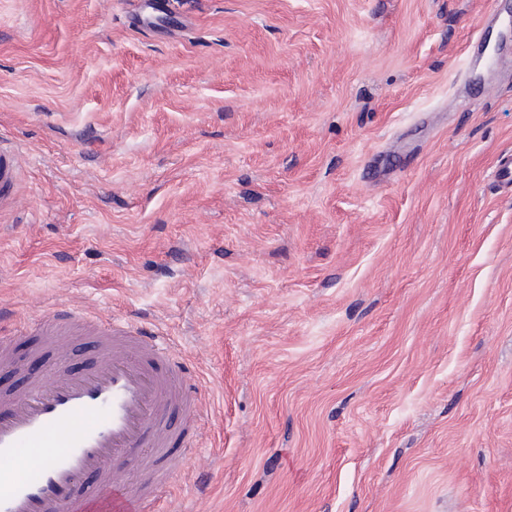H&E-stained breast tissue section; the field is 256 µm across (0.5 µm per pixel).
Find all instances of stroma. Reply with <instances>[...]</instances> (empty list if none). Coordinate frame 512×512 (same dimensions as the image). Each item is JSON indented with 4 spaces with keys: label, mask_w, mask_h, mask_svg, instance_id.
<instances>
[{
    "label": "stroma",
    "mask_w": 512,
    "mask_h": 512,
    "mask_svg": "<svg viewBox=\"0 0 512 512\" xmlns=\"http://www.w3.org/2000/svg\"><path fill=\"white\" fill-rule=\"evenodd\" d=\"M0 0V330L168 338V512H512V0ZM23 165V157L12 144L0 139V212L12 210L17 204L15 190L19 183V175Z\"/></svg>",
    "instance_id": "obj_1"
}]
</instances>
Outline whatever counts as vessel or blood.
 Wrapping results in <instances>:
<instances>
[{
  "instance_id": "vessel-or-blood-1",
  "label": "vessel or blood",
  "mask_w": 512,
  "mask_h": 512,
  "mask_svg": "<svg viewBox=\"0 0 512 512\" xmlns=\"http://www.w3.org/2000/svg\"><path fill=\"white\" fill-rule=\"evenodd\" d=\"M23 157L0 139V212L14 209ZM48 376L0 388V512H166L179 447L196 441L202 398L175 353L116 317L56 307ZM93 346L78 372L75 341ZM45 449L31 460L28 451Z\"/></svg>"
}]
</instances>
